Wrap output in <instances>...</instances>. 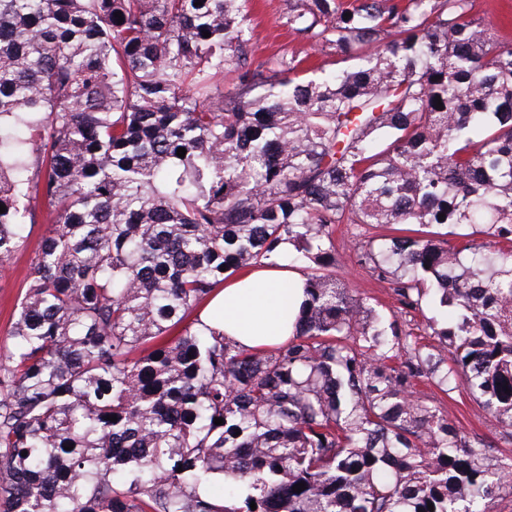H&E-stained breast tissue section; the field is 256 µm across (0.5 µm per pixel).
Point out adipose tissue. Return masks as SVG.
<instances>
[{
    "instance_id": "obj_1",
    "label": "adipose tissue",
    "mask_w": 512,
    "mask_h": 512,
    "mask_svg": "<svg viewBox=\"0 0 512 512\" xmlns=\"http://www.w3.org/2000/svg\"><path fill=\"white\" fill-rule=\"evenodd\" d=\"M304 282L283 257L248 269L215 292L204 309L205 322L248 349L284 343L293 335Z\"/></svg>"
}]
</instances>
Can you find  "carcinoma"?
I'll list each match as a JSON object with an SVG mask.
<instances>
[{
    "label": "carcinoma",
    "mask_w": 512,
    "mask_h": 512,
    "mask_svg": "<svg viewBox=\"0 0 512 512\" xmlns=\"http://www.w3.org/2000/svg\"><path fill=\"white\" fill-rule=\"evenodd\" d=\"M247 4L0 0V267L55 220L0 363V512H504L512 456L416 385L512 438V44L474 0H296L332 67L258 61ZM338 224L428 342L336 277ZM284 243L288 342L192 317ZM417 390L426 393L437 402L440 401L444 410L448 411L449 417L460 421L469 433L490 441L496 447L493 448L494 454L512 456V442L505 443L500 438L499 429L485 418L483 411L470 399L465 390L460 389L453 394V398H448L430 385L420 384Z\"/></svg>",
    "instance_id": "obj_1"
}]
</instances>
